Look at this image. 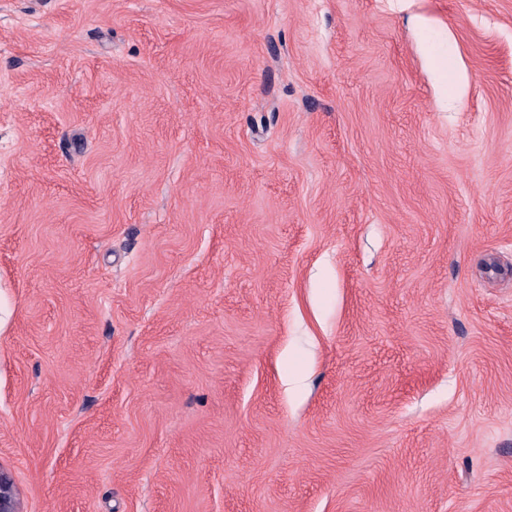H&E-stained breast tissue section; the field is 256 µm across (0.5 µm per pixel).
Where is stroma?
Returning a JSON list of instances; mask_svg holds the SVG:
<instances>
[{"label": "stroma", "mask_w": 512, "mask_h": 512, "mask_svg": "<svg viewBox=\"0 0 512 512\" xmlns=\"http://www.w3.org/2000/svg\"><path fill=\"white\" fill-rule=\"evenodd\" d=\"M0 469L512 512V0H0Z\"/></svg>", "instance_id": "stroma-1"}]
</instances>
